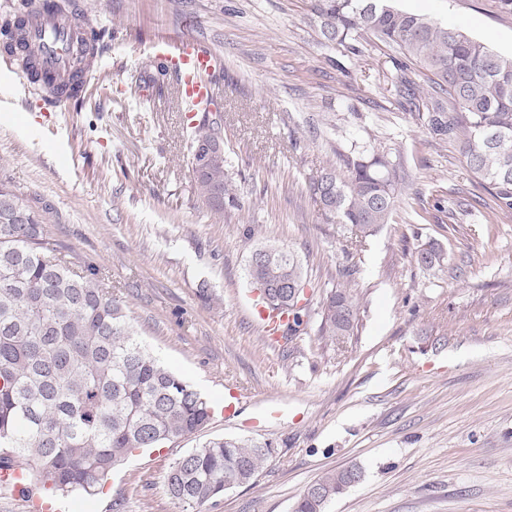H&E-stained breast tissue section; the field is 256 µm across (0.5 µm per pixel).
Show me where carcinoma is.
I'll list each match as a JSON object with an SVG mask.
<instances>
[{
  "label": "carcinoma",
  "instance_id": "carcinoma-1",
  "mask_svg": "<svg viewBox=\"0 0 512 512\" xmlns=\"http://www.w3.org/2000/svg\"><path fill=\"white\" fill-rule=\"evenodd\" d=\"M320 44L355 52L354 42L378 41L405 59L395 88L418 110L438 144L457 143L468 170L490 187L499 212L512 214V56H503L461 29L400 10L392 0H312ZM95 52L76 57L78 86L97 72ZM429 83L427 93L412 67ZM224 137L217 122L200 123L197 139ZM346 174L323 168L310 186L325 213L350 226L360 245L390 223L396 210V166L365 145L345 156ZM202 204L221 215L217 199L235 200L225 162L195 176ZM16 189L0 181V469L25 461L29 484L51 494H93L137 448L192 436L211 406L187 380L142 345L128 315L104 286L95 266L76 268L55 255L45 216L30 206L26 224H3ZM266 257L248 265L251 284L272 288L306 283L304 265L290 249L260 246ZM412 260L424 270L443 265L431 241ZM288 312L284 336L302 333L310 300L266 303ZM319 335L338 343L354 334L359 299L338 284L319 302ZM268 443L215 437L177 459L166 476L168 494L183 512L250 484L271 456ZM361 478L355 465L329 471L297 498L292 512H325L328 502Z\"/></svg>",
  "mask_w": 512,
  "mask_h": 512
}]
</instances>
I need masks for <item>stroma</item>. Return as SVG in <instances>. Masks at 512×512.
Masks as SVG:
<instances>
[{
  "label": "stroma",
  "instance_id": "stroma-1",
  "mask_svg": "<svg viewBox=\"0 0 512 512\" xmlns=\"http://www.w3.org/2000/svg\"><path fill=\"white\" fill-rule=\"evenodd\" d=\"M73 2L109 32L103 77L55 108L0 57V180L50 208L58 254L101 269L142 342L214 414L195 435L137 450L98 495L58 512H181L170 466L222 436L273 452L254 483L201 512H291L350 464L362 476L326 512H512V215L487 205L455 143L436 145L400 106L399 53L323 49L311 0ZM396 5L512 54L499 0ZM158 37L202 41L224 60L217 97L238 203L223 214L199 200L190 134L152 63ZM355 143L398 164L401 187L391 223L358 250L309 192ZM431 240L448 261L427 272L410 253ZM268 243L301 258L312 300L340 282L357 293L354 335L330 345L313 324L287 346L264 334L246 268ZM270 404L281 422L255 426Z\"/></svg>",
  "mask_w": 512,
  "mask_h": 512
}]
</instances>
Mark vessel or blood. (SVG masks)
Listing matches in <instances>:
<instances>
[{"mask_svg": "<svg viewBox=\"0 0 512 512\" xmlns=\"http://www.w3.org/2000/svg\"><path fill=\"white\" fill-rule=\"evenodd\" d=\"M74 29L75 19L72 15H50L40 6L29 11L25 38L30 45L38 48L40 67L51 71L61 84L70 80ZM151 55L157 65L177 74V96L182 120L185 125H193L197 116L194 106L211 95L209 77L221 69V58L195 40L173 41L164 37L153 42Z\"/></svg>", "mask_w": 512, "mask_h": 512, "instance_id": "vessel-or-blood-1", "label": "vessel or blood"}]
</instances>
